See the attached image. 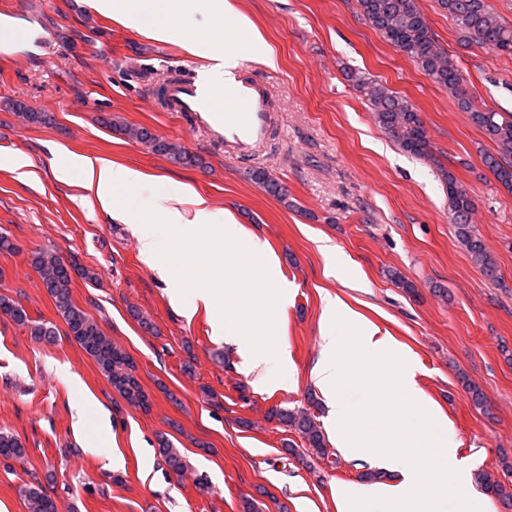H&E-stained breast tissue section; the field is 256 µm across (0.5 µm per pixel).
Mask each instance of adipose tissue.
I'll return each instance as SVG.
<instances>
[{"mask_svg": "<svg viewBox=\"0 0 512 512\" xmlns=\"http://www.w3.org/2000/svg\"><path fill=\"white\" fill-rule=\"evenodd\" d=\"M98 13L157 40L180 38L193 54L206 53L209 74L216 83L231 78L243 59L216 46L202 50L195 35V18L203 16L217 31L232 37L241 30L261 45V60L275 66L276 57L265 46L259 30L231 0H85ZM61 183L79 181L93 192L102 209L113 219L141 225L139 252L149 266H165L172 284L171 297L190 296L186 315L197 308L216 314L215 340L239 345L250 367L265 363L279 340L271 312L288 305L287 281L275 272L266 241L238 224L231 213H215L207 200L191 186L161 182L165 204L146 211L115 201L117 190H135L144 180L141 172L102 159L66 152L52 168Z\"/></svg>", "mask_w": 512, "mask_h": 512, "instance_id": "adipose-tissue-1", "label": "adipose tissue"}]
</instances>
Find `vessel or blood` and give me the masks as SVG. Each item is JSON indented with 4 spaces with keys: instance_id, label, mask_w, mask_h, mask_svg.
I'll return each instance as SVG.
<instances>
[{
    "instance_id": "obj_1",
    "label": "vessel or blood",
    "mask_w": 512,
    "mask_h": 512,
    "mask_svg": "<svg viewBox=\"0 0 512 512\" xmlns=\"http://www.w3.org/2000/svg\"><path fill=\"white\" fill-rule=\"evenodd\" d=\"M165 109L187 115L191 127L238 157L262 151L272 123L266 86L237 75L221 86L203 75L173 81Z\"/></svg>"
}]
</instances>
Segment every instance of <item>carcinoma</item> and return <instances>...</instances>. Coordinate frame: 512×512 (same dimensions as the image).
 Returning a JSON list of instances; mask_svg holds the SVG:
<instances>
[{"instance_id": "1", "label": "carcinoma", "mask_w": 512, "mask_h": 512, "mask_svg": "<svg viewBox=\"0 0 512 512\" xmlns=\"http://www.w3.org/2000/svg\"><path fill=\"white\" fill-rule=\"evenodd\" d=\"M439 6L448 13L459 30L474 43L503 53H512V25L503 23L489 0H438ZM359 6L370 25L400 52L415 61L436 84L445 87L454 96L462 110L487 137L495 143L498 154L486 153L483 162L496 180L512 189V113L477 110L473 108L467 90V78L454 60L437 47L435 37L416 0H359ZM349 81L370 104L378 126L384 130L405 152L420 158L432 156V145L424 123L414 107L396 95L387 86L362 72H352ZM27 123L45 125L52 122L46 112H37L22 101L12 104ZM119 134L145 145L152 152L167 157L172 163L187 167L203 166V159L181 144L160 137L149 129L127 124H113ZM255 183L284 205H290L288 189L262 168L252 171ZM448 187V214L455 228L460 246L480 266L483 273L498 278V266L478 230L471 224L475 200L466 187L451 172L445 173ZM30 263L38 273L41 285L51 297L58 315L66 326V336L78 344L97 365L100 373L112 388L129 404L149 410L150 405L137 376L131 355L112 342L99 323L72 298L74 277L92 282L94 270L66 263L48 252H35ZM0 315L26 327L30 335L39 341L52 343L57 333L53 325L42 319L30 318L23 305L16 299L0 296ZM269 418L295 431L305 442L304 454L310 459L330 460L334 451L328 448V440L317 422L316 416L303 407L275 408ZM158 453L171 472L180 476L188 465L180 451L165 437L158 440ZM26 448L22 440L7 432H0V456L6 460L24 459ZM502 476L483 470L476 481L488 494L512 508V460L504 456L500 460ZM27 512H60V507L41 483H31L21 489Z\"/></svg>"}]
</instances>
